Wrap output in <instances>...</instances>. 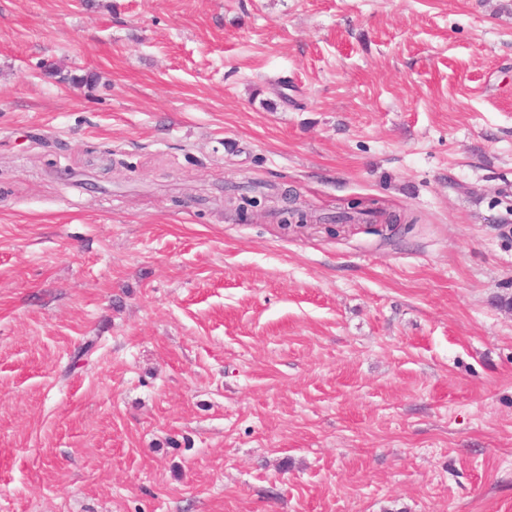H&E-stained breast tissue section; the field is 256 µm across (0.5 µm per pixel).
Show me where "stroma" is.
Returning a JSON list of instances; mask_svg holds the SVG:
<instances>
[{
	"label": "stroma",
	"instance_id": "obj_1",
	"mask_svg": "<svg viewBox=\"0 0 512 512\" xmlns=\"http://www.w3.org/2000/svg\"><path fill=\"white\" fill-rule=\"evenodd\" d=\"M507 299L512 0H0V512H512Z\"/></svg>",
	"mask_w": 512,
	"mask_h": 512
}]
</instances>
